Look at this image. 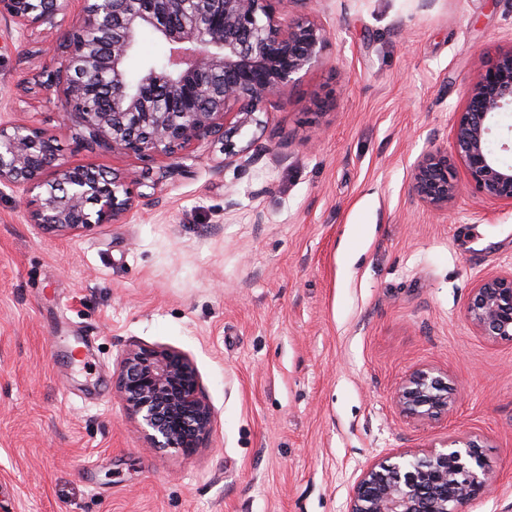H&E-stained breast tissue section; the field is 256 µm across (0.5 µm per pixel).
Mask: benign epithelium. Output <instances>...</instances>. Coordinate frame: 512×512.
I'll return each mask as SVG.
<instances>
[{
  "label": "benign epithelium",
  "instance_id": "obj_1",
  "mask_svg": "<svg viewBox=\"0 0 512 512\" xmlns=\"http://www.w3.org/2000/svg\"><path fill=\"white\" fill-rule=\"evenodd\" d=\"M69 0H0V15L18 32L55 19ZM77 24L60 35L62 63L42 82L59 88L63 123L80 130L78 145L138 156L164 155L213 140L223 165L245 158L271 99L323 63L328 35L312 17L289 22L288 4L311 0H81ZM150 28L170 45L167 61L145 66L135 80L126 63L138 33ZM512 108V47L468 90L453 127V149L424 150L412 163L409 188L431 209L448 210L461 192L450 170L463 167L483 198L512 204V164L489 149L499 115ZM123 177L61 161L55 138L27 124L0 123V185L21 188L27 218L57 233L117 224L133 206ZM489 340H512V272L472 288L464 312ZM118 389L125 410L140 420L149 447H196L213 426L190 359L174 348L129 349ZM455 399L448 374L413 370L394 395L399 414L435 420ZM494 483L480 445L452 441L445 450L403 451L362 469L346 512H464Z\"/></svg>",
  "mask_w": 512,
  "mask_h": 512
}]
</instances>
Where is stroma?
Returning a JSON list of instances; mask_svg holds the SVG:
<instances>
[{
  "label": "stroma",
  "instance_id": "35a3bbf8",
  "mask_svg": "<svg viewBox=\"0 0 512 512\" xmlns=\"http://www.w3.org/2000/svg\"><path fill=\"white\" fill-rule=\"evenodd\" d=\"M78 5L20 36L0 16V121L54 135L62 160L143 174L120 224L65 236L0 185V512H345L364 465L474 439L495 475L466 512H512V342L465 319L512 271V206L465 187L440 214L411 164L451 146L453 112L512 47V0H312L324 63L270 106L249 165L217 147L82 149L33 85ZM192 360L214 411L190 454L148 447L117 389L130 347ZM455 401L402 417L415 368ZM454 399L447 373L433 367H420L401 382L394 395V404L401 416L427 421L448 413Z\"/></svg>",
  "mask_w": 512,
  "mask_h": 512
}]
</instances>
